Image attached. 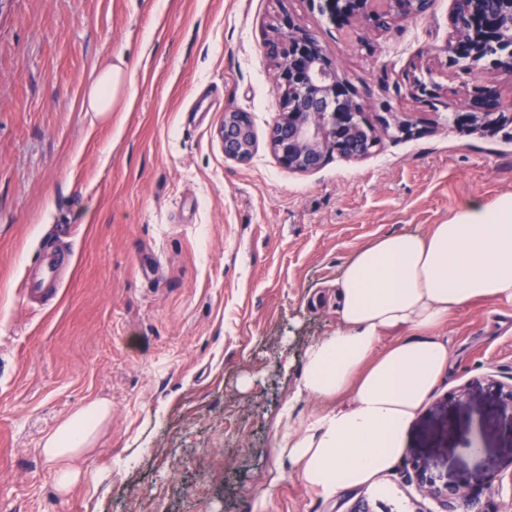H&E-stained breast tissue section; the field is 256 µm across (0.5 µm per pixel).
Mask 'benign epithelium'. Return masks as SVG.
<instances>
[{
    "label": "benign epithelium",
    "mask_w": 512,
    "mask_h": 512,
    "mask_svg": "<svg viewBox=\"0 0 512 512\" xmlns=\"http://www.w3.org/2000/svg\"><path fill=\"white\" fill-rule=\"evenodd\" d=\"M339 27L358 22L366 29H384L391 16L401 18L427 12L431 0H311ZM450 36L443 50L445 64L461 72L465 63L480 65L484 78L470 91L453 124L494 126L512 122V114L501 110L494 76L512 74V0H454L449 18ZM280 36L269 45L279 61L276 92L281 111L273 127L270 146L279 163L300 172L319 168L337 152L362 159L374 152L380 137L366 120L357 90L342 79L338 68L323 54L315 37L284 15ZM414 95L430 101L438 85L430 77L411 75ZM224 154L245 162L255 142L249 116L228 112L218 130ZM423 495L438 500L446 512H454L462 487L438 483L426 463L412 462Z\"/></svg>",
    "instance_id": "obj_1"
}]
</instances>
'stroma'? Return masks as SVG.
<instances>
[{
	"instance_id": "1",
	"label": "stroma",
	"mask_w": 512,
	"mask_h": 512,
	"mask_svg": "<svg viewBox=\"0 0 512 512\" xmlns=\"http://www.w3.org/2000/svg\"><path fill=\"white\" fill-rule=\"evenodd\" d=\"M453 0L356 41L310 0H0V512H442L412 458L466 486L456 512H512V300L437 330L449 369L394 470L332 499L277 446L306 349L336 310L316 296L369 241L428 231L469 199L512 193V125L449 126L474 81L442 75ZM319 42L369 119L414 136L310 172L269 147L279 118L266 53L277 15ZM124 54L137 95L111 117L82 103ZM441 89L417 101L411 74ZM248 113L255 149L217 130ZM72 259L48 306L23 298L42 246ZM95 400L112 414L66 492L43 438ZM224 145V154L234 160L245 162L253 154L255 142L249 116L244 112H228L224 124L218 130Z\"/></svg>"
}]
</instances>
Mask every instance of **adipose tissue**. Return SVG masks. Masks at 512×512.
I'll return each mask as SVG.
<instances>
[{"mask_svg": "<svg viewBox=\"0 0 512 512\" xmlns=\"http://www.w3.org/2000/svg\"><path fill=\"white\" fill-rule=\"evenodd\" d=\"M136 93L120 56L94 78L83 109L108 115ZM328 299L336 329L307 348L278 421L281 455L323 499L370 485L402 458L410 424L448 369V344L436 331L449 314L512 299V193L471 201L426 233L365 245L342 266ZM311 397L328 409L297 414V402ZM110 414L107 403L93 401L44 438L60 490L78 477L77 461Z\"/></svg>", "mask_w": 512, "mask_h": 512, "instance_id": "adipose-tissue-1", "label": "adipose tissue"}]
</instances>
